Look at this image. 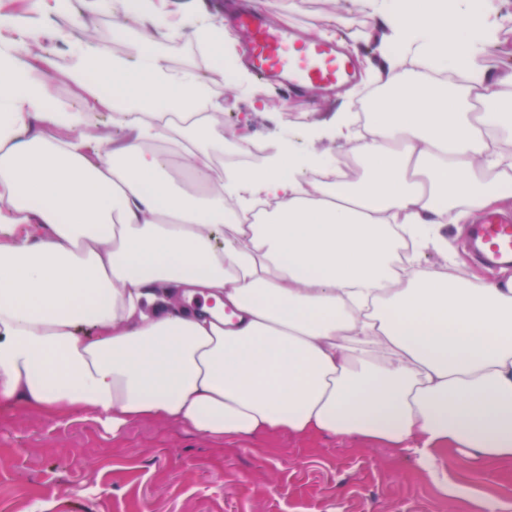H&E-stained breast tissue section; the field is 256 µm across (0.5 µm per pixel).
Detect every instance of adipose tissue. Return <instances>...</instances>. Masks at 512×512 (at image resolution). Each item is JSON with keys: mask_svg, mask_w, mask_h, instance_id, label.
I'll list each match as a JSON object with an SVG mask.
<instances>
[{"mask_svg": "<svg viewBox=\"0 0 512 512\" xmlns=\"http://www.w3.org/2000/svg\"><path fill=\"white\" fill-rule=\"evenodd\" d=\"M43 2L22 26L0 13V405L116 437L153 418L382 442L426 468L512 459V278L391 271L400 240L444 254L443 225L512 204V69L480 61L490 7L357 0L383 31L380 95L365 131L335 124L364 175L309 186L280 152L214 166L224 103L170 66L158 0H82L72 25L108 12L128 52L90 35L64 61ZM256 195L278 206L243 223Z\"/></svg>", "mask_w": 512, "mask_h": 512, "instance_id": "ef3b65f1", "label": "adipose tissue"}]
</instances>
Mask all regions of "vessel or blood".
<instances>
[{
	"label": "vessel or blood",
	"instance_id": "1",
	"mask_svg": "<svg viewBox=\"0 0 512 512\" xmlns=\"http://www.w3.org/2000/svg\"><path fill=\"white\" fill-rule=\"evenodd\" d=\"M235 23L249 32V59L262 79L287 90L330 89L350 76L341 52L331 43L296 40L292 29L270 26L256 13L238 15ZM467 246L486 267H512V217L482 214L469 226Z\"/></svg>",
	"mask_w": 512,
	"mask_h": 512
}]
</instances>
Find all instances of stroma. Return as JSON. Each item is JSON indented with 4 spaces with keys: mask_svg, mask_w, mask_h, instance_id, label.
<instances>
[{
    "mask_svg": "<svg viewBox=\"0 0 512 512\" xmlns=\"http://www.w3.org/2000/svg\"><path fill=\"white\" fill-rule=\"evenodd\" d=\"M274 26L299 37L336 25L354 64L334 94H288L261 83L240 54L245 36L230 27L231 51L246 82L202 66L189 35L167 42L173 66L194 67L214 81L224 102V131L271 155L289 146L335 159L347 146L312 138L334 113L354 111L368 70L380 65V32L356 5L336 0H262ZM512 506V461L437 457L423 470L414 457L380 442L288 434L206 439L151 420L121 437L90 421L55 424L0 406V512H479L482 500Z\"/></svg>",
    "mask_w": 512,
    "mask_h": 512,
    "instance_id": "stroma-1",
    "label": "stroma"
}]
</instances>
